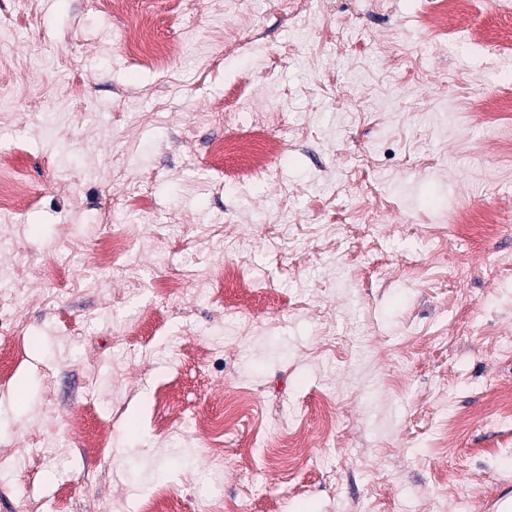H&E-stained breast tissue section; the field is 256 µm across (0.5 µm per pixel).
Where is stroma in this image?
I'll return each instance as SVG.
<instances>
[{"label": "stroma", "mask_w": 512, "mask_h": 512, "mask_svg": "<svg viewBox=\"0 0 512 512\" xmlns=\"http://www.w3.org/2000/svg\"><path fill=\"white\" fill-rule=\"evenodd\" d=\"M511 2L477 0L438 48L420 0H196L188 18L181 0H0V150L34 199L0 212V271L27 281L0 298V363L24 353L0 384V512H139L161 491L179 512H512V414L486 396L512 390V121L454 108L512 98ZM134 17L183 53L130 59ZM258 119L279 151L240 185L210 146ZM370 184L389 199L373 239L326 251ZM455 207L498 234L435 236ZM116 233L126 265L100 266ZM242 254L270 294L203 297ZM236 396L223 435L195 429Z\"/></svg>", "instance_id": "obj_1"}]
</instances>
